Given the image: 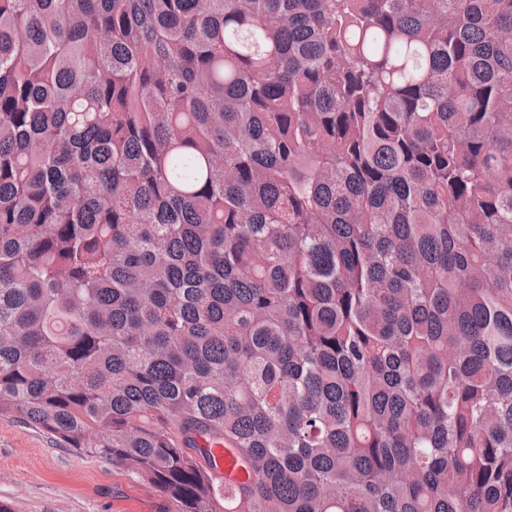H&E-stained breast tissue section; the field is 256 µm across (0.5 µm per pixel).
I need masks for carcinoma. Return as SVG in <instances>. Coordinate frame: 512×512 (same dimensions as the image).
<instances>
[{
	"label": "carcinoma",
	"mask_w": 512,
	"mask_h": 512,
	"mask_svg": "<svg viewBox=\"0 0 512 512\" xmlns=\"http://www.w3.org/2000/svg\"><path fill=\"white\" fill-rule=\"evenodd\" d=\"M0 413L173 512H512V0H0Z\"/></svg>",
	"instance_id": "carcinoma-1"
}]
</instances>
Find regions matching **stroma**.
Listing matches in <instances>:
<instances>
[{"label": "stroma", "mask_w": 512, "mask_h": 512, "mask_svg": "<svg viewBox=\"0 0 512 512\" xmlns=\"http://www.w3.org/2000/svg\"><path fill=\"white\" fill-rule=\"evenodd\" d=\"M0 501L12 512H165L168 503L110 464L58 447L42 429L0 414Z\"/></svg>", "instance_id": "1"}]
</instances>
